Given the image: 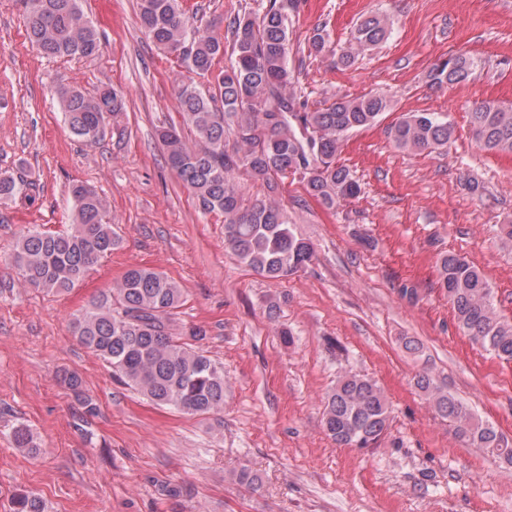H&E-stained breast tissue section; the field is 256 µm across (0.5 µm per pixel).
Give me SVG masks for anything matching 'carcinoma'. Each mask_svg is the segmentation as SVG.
Returning <instances> with one entry per match:
<instances>
[{
	"label": "carcinoma",
	"instance_id": "cac0c4a2",
	"mask_svg": "<svg viewBox=\"0 0 512 512\" xmlns=\"http://www.w3.org/2000/svg\"><path fill=\"white\" fill-rule=\"evenodd\" d=\"M31 46L52 59L89 58L101 52L95 25L79 0H21ZM298 0H260L258 11L237 14L226 28L231 37V65L214 73L224 55V33L218 18L189 16L182 0H139V20L146 36L162 53L175 57L201 79L178 86L184 128L158 130L166 160L190 190L204 214L224 216V242L237 261L255 273L282 280L303 270L315 258L314 244L299 235L274 194L278 181L290 175L304 183L307 194L325 207L357 197L361 191L350 170L336 162L347 134L376 123L392 110L379 93L341 96L310 110L298 95V75L289 66L290 13ZM391 32L387 16L371 14L356 25L349 44L332 48L325 28L314 30L311 50L330 52L336 64L351 66L364 51ZM476 67L458 53L433 64L434 85L467 82ZM64 121L83 143L94 145L125 110L124 94L101 86L89 94L61 84L57 88ZM470 134L488 153H512V108L488 102L468 112ZM396 146L421 154L448 146L456 126L442 112H410L391 126ZM260 184L267 196L246 199L244 182ZM27 189L26 181L0 170V205L6 206ZM72 224L61 232L38 228L16 240L9 259L29 288L63 293L80 283L122 238L112 225L104 198L83 183L71 186ZM439 284L448 298L457 329L496 358L512 363V319L499 314L485 274L466 257L448 252L439 259ZM184 291L165 273L135 266L108 293L73 315L78 341L95 352L121 382L158 406L204 416L224 409V370L193 346L204 339L198 327H179L177 310ZM64 381L73 391L86 425L97 414L94 398L83 389L78 373ZM436 416L455 433L512 464V445L498 431L476 420L471 407L448 393L429 370L415 377ZM391 408L372 378L352 371L341 374L328 393L323 429L336 445L371 448L386 434ZM233 480L253 492L260 478L243 465ZM15 512H45L37 495L25 491L15 499Z\"/></svg>",
	"mask_w": 512,
	"mask_h": 512
}]
</instances>
